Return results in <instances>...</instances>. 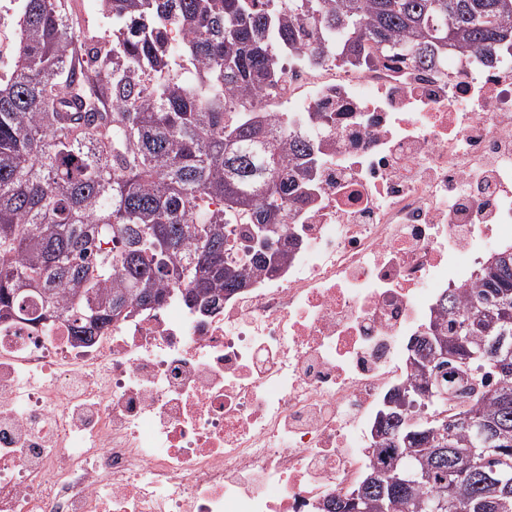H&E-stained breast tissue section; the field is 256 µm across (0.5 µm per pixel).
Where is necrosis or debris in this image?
<instances>
[{"instance_id": "1", "label": "necrosis or debris", "mask_w": 512, "mask_h": 512, "mask_svg": "<svg viewBox=\"0 0 512 512\" xmlns=\"http://www.w3.org/2000/svg\"><path fill=\"white\" fill-rule=\"evenodd\" d=\"M258 105L320 143L285 266L206 312L168 288L86 343L0 320V512H319L372 464L439 295L512 247V58L302 45Z\"/></svg>"}]
</instances>
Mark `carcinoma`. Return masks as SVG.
<instances>
[{"label": "carcinoma", "mask_w": 512, "mask_h": 512, "mask_svg": "<svg viewBox=\"0 0 512 512\" xmlns=\"http://www.w3.org/2000/svg\"><path fill=\"white\" fill-rule=\"evenodd\" d=\"M72 0H22L13 76L0 80V317L61 319L87 341L112 322L159 306L166 286L214 307L270 275L290 206L311 195L313 137L272 125L255 98L281 72L314 18L318 58L362 65L392 54L421 65L469 51H512V0H100L112 20L79 33ZM216 202L210 208L209 201ZM244 225L238 260L229 228ZM275 224L271 244L254 239ZM512 249L492 256L475 286L443 292L427 337L410 341L411 378L393 389L376 461L346 495L370 512H512ZM467 370L465 399L441 393ZM429 386L424 401L416 390ZM478 419L494 451L458 471ZM419 474L382 492L396 458Z\"/></svg>", "instance_id": "obj_1"}]
</instances>
